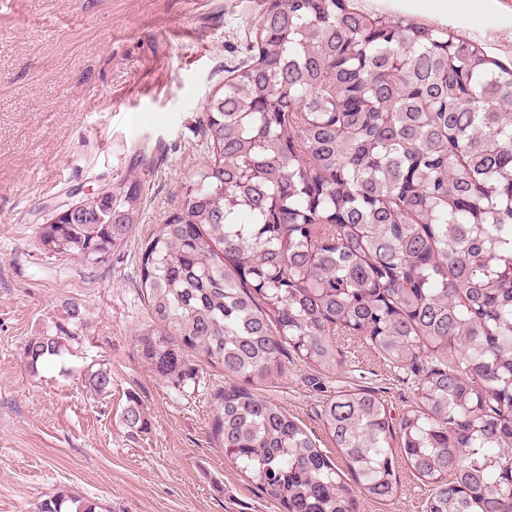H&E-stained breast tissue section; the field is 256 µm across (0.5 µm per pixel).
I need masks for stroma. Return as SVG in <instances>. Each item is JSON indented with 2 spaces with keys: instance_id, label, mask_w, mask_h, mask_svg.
<instances>
[{
  "instance_id": "35a3bbf8",
  "label": "stroma",
  "mask_w": 512,
  "mask_h": 512,
  "mask_svg": "<svg viewBox=\"0 0 512 512\" xmlns=\"http://www.w3.org/2000/svg\"><path fill=\"white\" fill-rule=\"evenodd\" d=\"M266 0H0V512H34L67 486L109 512H282L244 480L212 441L215 387L233 383L202 367L195 390L156 380L136 333L149 319L140 257L180 211L211 149L203 104L250 56ZM369 13L451 30L512 64V0H349ZM137 169L143 218L97 265L53 256L39 227L55 210ZM80 307L78 317L67 311ZM65 328L62 354L30 374L26 341ZM344 365L314 374L290 359L252 390L296 417L326 451L325 396L366 386L393 413L413 401L412 379L356 346ZM104 367L97 395L87 369ZM147 432L120 421L128 393ZM390 504L361 498L359 512H424L426 488L410 471Z\"/></svg>"
}]
</instances>
